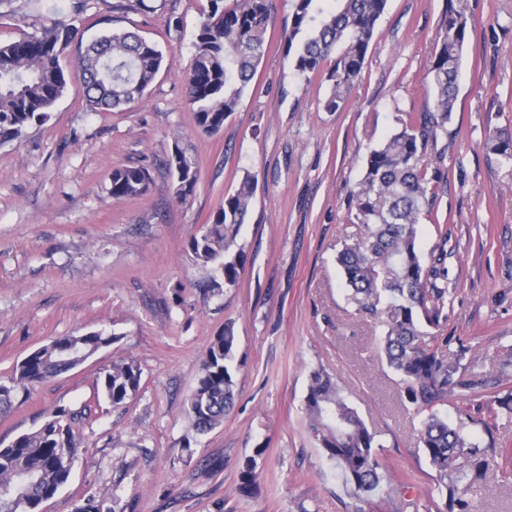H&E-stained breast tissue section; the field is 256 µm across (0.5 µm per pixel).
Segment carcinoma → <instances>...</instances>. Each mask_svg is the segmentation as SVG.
Listing matches in <instances>:
<instances>
[{"label": "carcinoma", "instance_id": "cac0c4a2", "mask_svg": "<svg viewBox=\"0 0 512 512\" xmlns=\"http://www.w3.org/2000/svg\"><path fill=\"white\" fill-rule=\"evenodd\" d=\"M388 0H295L288 49L297 74L309 81L322 73L326 61L330 93L325 107L344 103L360 75L376 25ZM195 35L190 68L182 79L197 126L217 133L236 112L265 54L269 0H210ZM471 26L463 0H448L442 14L429 69L431 109L420 116L396 119L386 139L369 150L365 173L354 192L352 222L363 226L355 243L338 253L349 299L358 313L378 319L379 340L390 368L400 377L404 397L421 416L419 447L434 472L438 498H429L425 512H475L474 492L485 480L488 449L448 422L439 407L453 399L486 396L487 375L463 363L465 348L447 330L452 295L448 290V233L438 229L439 242L424 256L418 242L421 217L434 213L438 200L442 156L430 150L448 133L458 95V77ZM78 30L62 22H43L35 32L0 43V143L23 135L34 122H44L67 87L62 61ZM84 95L89 104L110 112L143 98L166 66L158 46L141 35L109 32L78 51ZM494 154L512 161V132L499 128L486 141ZM166 167L174 176L175 195L185 201L199 179L196 160L174 140ZM150 181L142 167L112 172V196L142 195ZM254 195V177L246 175L234 193L224 197L202 234L189 242L194 259L221 263L224 287L238 284L242 251L237 236ZM113 337L65 336L42 347L20 363L13 386L0 385V411L11 407L13 392L72 369V357ZM236 336L229 324L214 337L187 411L198 432L224 421L234 404ZM458 350H452L453 345ZM141 371L134 361L112 364L101 378L103 396L114 407L126 404L139 390ZM310 430L324 455L339 467L350 495L363 501L381 487L384 476L376 454L380 443L332 377L315 370L305 401ZM76 460L74 433L66 411L53 413L34 432L0 448V512H40L71 474ZM256 462L243 466L237 491L249 495L256 487Z\"/></svg>", "mask_w": 512, "mask_h": 512}]
</instances>
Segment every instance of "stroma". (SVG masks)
<instances>
[{
  "label": "stroma",
  "instance_id": "obj_1",
  "mask_svg": "<svg viewBox=\"0 0 512 512\" xmlns=\"http://www.w3.org/2000/svg\"><path fill=\"white\" fill-rule=\"evenodd\" d=\"M11 0L0 7V42L36 20L76 26L84 39L138 32L163 52L144 97L114 112L89 106L81 76L47 121L0 144V384L33 350L64 336H112L76 368L17 390L0 412V443L65 410L78 440L68 482L44 512H354L340 470L319 448L305 412L310 374H332L381 444L389 479L365 512H417L434 487L418 446L419 418L377 348L375 323L348 301L336 256L363 231L350 199L370 148L400 114L426 111L428 71L446 0H388L354 89L337 110L329 87L293 67L283 34L294 0H270L268 48L247 93L215 134L195 121L181 78L210 0ZM473 18L448 132L435 218H421L423 252L448 228V327L469 360L512 391V164L485 146L488 130H512V0H465ZM200 179L179 201L164 163L174 140ZM121 167L148 170L146 193L116 198ZM256 188L238 236L244 266L225 288L217 266L194 261L189 241L245 175ZM237 336L235 402L219 427L196 434L187 399L225 324ZM121 360L141 370L122 407L99 378ZM450 423L496 449L475 500L480 512H512V418L497 404L457 399ZM258 489L236 490L247 460Z\"/></svg>",
  "mask_w": 512,
  "mask_h": 512
}]
</instances>
